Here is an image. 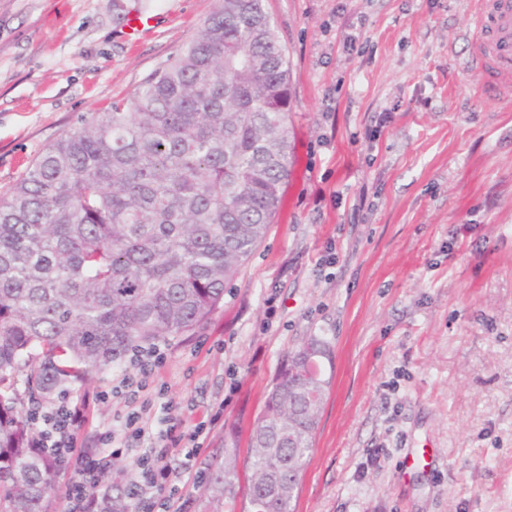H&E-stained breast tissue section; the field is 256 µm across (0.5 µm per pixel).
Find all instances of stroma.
Here are the masks:
<instances>
[{
	"label": "stroma",
	"mask_w": 512,
	"mask_h": 512,
	"mask_svg": "<svg viewBox=\"0 0 512 512\" xmlns=\"http://www.w3.org/2000/svg\"><path fill=\"white\" fill-rule=\"evenodd\" d=\"M216 5L0 0V195ZM266 6L294 163L265 238L207 323L158 340L150 410L121 384L127 354L53 400L90 395L88 444L139 410L152 432L205 423L207 455L243 449L287 353L324 336L332 384L296 512H512V95L479 92L473 0ZM135 13L151 26L133 35Z\"/></svg>",
	"instance_id": "35a3bbf8"
}]
</instances>
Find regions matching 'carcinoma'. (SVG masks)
<instances>
[{"label": "carcinoma", "instance_id": "carcinoma-1", "mask_svg": "<svg viewBox=\"0 0 512 512\" xmlns=\"http://www.w3.org/2000/svg\"><path fill=\"white\" fill-rule=\"evenodd\" d=\"M289 110L265 0H218L180 54L81 118L0 196V512H49L54 490L19 396L38 403L221 308L281 205ZM332 354L310 336L283 362L250 428L247 512H294ZM239 490L226 448L206 491L228 503ZM105 512H129L117 482Z\"/></svg>", "mask_w": 512, "mask_h": 512}]
</instances>
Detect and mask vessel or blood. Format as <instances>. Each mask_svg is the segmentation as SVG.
I'll return each mask as SVG.
<instances>
[{"label":"vessel or blood","mask_w":512,"mask_h":512,"mask_svg":"<svg viewBox=\"0 0 512 512\" xmlns=\"http://www.w3.org/2000/svg\"><path fill=\"white\" fill-rule=\"evenodd\" d=\"M471 24L480 38L475 61L491 77L490 89L512 86V0H477Z\"/></svg>","instance_id":"vessel-or-blood-1"}]
</instances>
